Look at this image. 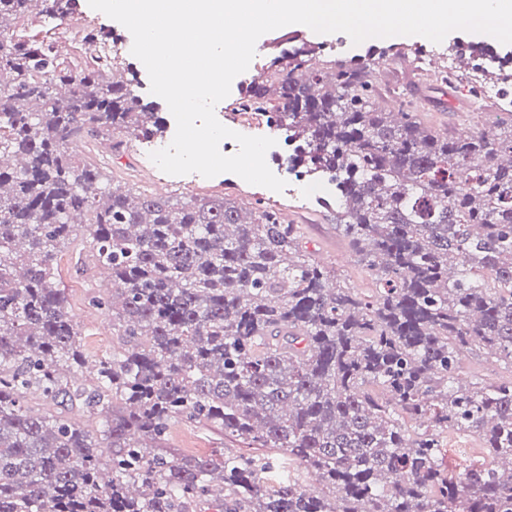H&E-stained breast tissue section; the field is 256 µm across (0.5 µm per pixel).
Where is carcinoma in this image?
Returning a JSON list of instances; mask_svg holds the SVG:
<instances>
[{"label":"carcinoma","instance_id":"carcinoma-1","mask_svg":"<svg viewBox=\"0 0 512 512\" xmlns=\"http://www.w3.org/2000/svg\"><path fill=\"white\" fill-rule=\"evenodd\" d=\"M35 1L77 27L79 56L19 30ZM110 37L76 26L75 0H0V512H189L215 481L220 512H512V378L459 381L467 349L512 368V126L445 136L412 105L375 107L394 44L330 60L293 44L248 84L238 111L288 129L289 164L336 182L365 294L259 202L245 218L222 197L123 191L69 152L163 132L130 66L94 53ZM471 54L495 74L491 48ZM76 215L112 277L95 305L116 336L81 382L67 377L86 361L54 275ZM178 418L267 452L178 457L163 448ZM448 429L477 435L485 462L448 474Z\"/></svg>","mask_w":512,"mask_h":512}]
</instances>
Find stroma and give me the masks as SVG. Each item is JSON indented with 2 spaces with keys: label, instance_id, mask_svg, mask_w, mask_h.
I'll return each mask as SVG.
<instances>
[{
  "label": "stroma",
  "instance_id": "stroma-1",
  "mask_svg": "<svg viewBox=\"0 0 512 512\" xmlns=\"http://www.w3.org/2000/svg\"><path fill=\"white\" fill-rule=\"evenodd\" d=\"M296 34L326 45V56H344L359 53V46L353 45L350 38L343 33L318 34L303 25L285 26L261 36L256 43V56L251 62L246 76L236 77L231 92L215 108L219 121L232 130H242L250 136L273 135L276 144L266 153V162L272 172L283 179L286 187L276 193L267 188L251 185L232 173H223L212 178H205L191 173L172 176L162 172L151 160L153 139L133 140L130 147L103 159V177L105 182L114 183L125 190L153 193L154 181H162L167 189L165 198L176 201L195 196H221L228 202L243 204L255 200L262 204L291 215L298 224L308 243L312 259H319L321 252L327 248L339 251L338 260L327 261L328 269L336 271L351 287L367 290L372 285V276L360 261L358 255L336 232L334 208L336 206L335 190L314 195L306 191L302 181L287 169L285 159L292 154L293 146L288 141L285 129L270 131L265 119L247 112L237 111L236 106L242 86L248 79L263 73L271 59V44L274 39ZM480 33L454 31L443 42L434 43L418 36H399L395 41L402 53L401 58L388 61L376 72V92L381 96L391 95L395 89L413 93L423 77L410 65L416 50H424L427 58L438 59L441 68L447 72L459 70L460 59L449 52V44L484 42ZM479 73L469 72L467 78L449 81L447 88L433 90L426 99L420 115L424 124L434 130L457 132L461 128L477 130L491 120L501 121L502 125L512 124V116L501 112L498 98L494 91L483 93V108L471 112L464 108V101L470 100L469 85L478 81ZM92 239L85 230H78L71 240L62 247L54 264L55 276L61 287L67 291L70 311L77 325L81 350L88 364L112 352V317L99 309L94 300L103 296L111 281L101 275L99 269L89 265L92 252ZM445 450L443 464L459 473L485 460L480 440L467 431L448 430L441 435ZM166 445L181 455H204L222 452L235 455L241 452L242 445L234 437L225 435L223 430L206 423L174 421L167 435Z\"/></svg>",
  "mask_w": 512,
  "mask_h": 512
}]
</instances>
